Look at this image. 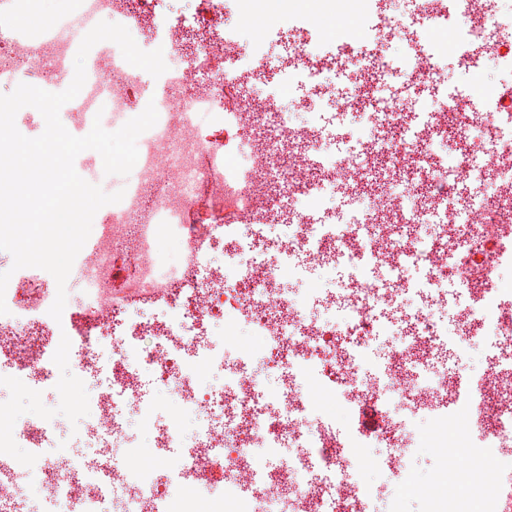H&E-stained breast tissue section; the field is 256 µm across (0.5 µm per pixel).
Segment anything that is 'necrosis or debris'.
I'll return each mask as SVG.
<instances>
[{"label":"necrosis or debris","instance_id":"necrosis-or-debris-1","mask_svg":"<svg viewBox=\"0 0 512 512\" xmlns=\"http://www.w3.org/2000/svg\"><path fill=\"white\" fill-rule=\"evenodd\" d=\"M165 0H63V10L54 26L33 35L15 30L10 40H0V87L15 89L26 83L36 87L52 84L64 91L74 77V61L85 35L72 30L61 37L71 14L94 22L124 25L142 49H162L165 59L179 58L160 77L127 63L119 47L98 45L85 62L86 81L80 93L60 110V119L73 135H87L94 122L114 130V115H137L146 100H153L158 120L146 131L153 143L150 154L139 155L137 181L123 199L96 213L89 246L77 255L66 283L67 293H79L80 304H66L61 320L49 309L56 294L54 278L43 279L38 292H31V276L14 273L5 292L7 314L0 315V386L12 384L59 385L60 361L55 338L71 340L67 363L73 381L95 375L101 380L88 397L74 396L67 404L80 420L79 433L88 450L70 468L50 471L28 463L24 478L50 504L51 512H107L113 495L123 497L124 512H200L201 502L221 492L228 503L245 499L248 512H271L277 502L290 504L291 512H364L368 490L348 476L336 480L334 490L314 481L301 480L312 470L313 457L331 462L340 445L331 428L309 429V400L299 399L297 388L306 378L319 375L320 362L333 367L330 382L339 386L344 406L366 401L382 405L396 398L417 403L442 401L443 412L465 407L472 427L480 434L477 446L463 455L459 470L469 474L473 487L491 481L492 469L512 470V459L499 457L500 443L512 437V371L490 368L475 385L465 387L449 379L425 384L406 373L407 366L424 364L437 349L443 330L434 311L448 305L447 289L438 287L431 300L410 314L412 336L394 347L385 373V386L362 382L360 350L369 340L377 307L392 308L397 295L409 291L411 268L432 267L436 277L454 273L471 293V304L458 323V335L469 340L483 327L495 335L512 334V306L501 299L500 274L512 268V133L503 132L504 113L488 112L463 129L464 138L476 148L469 158L452 162L432 150L448 133V116L468 109L465 98L451 96L442 110L429 113L426 121L410 128L407 138L391 141L377 137L359 139L351 154L341 159L321 156L320 135L315 124H296L284 112L282 101L288 85L248 100L237 125L246 128L255 115L264 114L276 127L278 140L252 147L249 155L232 157L222 141L204 137L196 122L199 113L224 121V84L243 79L262 80L259 68L265 41L252 38L250 53H243L237 34L224 33L187 17L164 19ZM351 24L345 31L342 55L313 43L314 18L285 17L296 38L297 63L289 73L317 85L337 63L360 65V30L370 29L380 42L393 41L397 32L390 22L369 26L373 0H352ZM468 21L450 30L451 40L461 45L482 41L487 24L512 25V15L503 12L499 0H467ZM437 40L428 37L426 48L409 50L402 62L382 56L371 61L384 74L397 65L410 69L418 80L444 83L446 75L436 64ZM220 63V77L203 78L212 61ZM491 140V152L479 149ZM387 154L391 165L419 168L433 180L454 181L469 175L474 167H495L501 176L491 198L497 201L496 220L475 222L449 208L444 195L420 196L410 184L375 201L382 218L366 234L349 226L311 223L305 207L299 208L286 231L271 239L282 258L267 260L265 251L253 242L262 230L276 225L273 211L262 208L264 187L272 173L290 176L306 203L324 199L316 189V173L330 174L343 191L356 190L363 176L362 160ZM217 212L248 217L262 213L263 221L250 225L251 240H244L238 224L216 222L198 225L194 214L202 203ZM440 220L431 238H402L400 224H418L431 215ZM169 235L177 248L176 259H167L162 235ZM224 247L225 260L203 266L191 263L190 254H210ZM123 250L138 271L127 300L101 307L99 299L112 287L113 254ZM309 263L324 265L327 255L344 258L352 271L350 288L343 298L321 291L323 302H343L338 324L339 339L326 343L327 325L306 319L300 304L288 301L278 283L293 275L289 263L295 252ZM371 261L383 269L389 287H371L361 268ZM161 307L146 320L133 318L137 302ZM240 312L252 339L228 343L213 341V324L225 309ZM267 359L276 374L271 407L258 402L257 382L249 369L254 357ZM223 370L224 381L214 387L204 384L200 367ZM153 375L166 390H177V409L166 424L150 427L154 454L132 450L122 465L112 462V440L124 433L118 410L122 403H140L145 375ZM220 411L224 424L202 426L189 443H182L186 416ZM52 423L32 416L0 425V459L15 460L16 448L43 447ZM277 450L289 445L294 456L274 470L263 472L253 453L255 441ZM182 448L177 464L166 463L164 449ZM192 482V493L172 499L173 485Z\"/></svg>","mask_w":512,"mask_h":512}]
</instances>
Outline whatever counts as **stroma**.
Segmentation results:
<instances>
[{
	"label": "stroma",
	"instance_id": "1",
	"mask_svg": "<svg viewBox=\"0 0 512 512\" xmlns=\"http://www.w3.org/2000/svg\"><path fill=\"white\" fill-rule=\"evenodd\" d=\"M346 0H260L259 16L270 28V37L265 51V77L260 82L239 84L241 95L273 92L281 82L279 63L283 58L293 56L296 46L292 32L282 29L283 12H291L303 18L317 15L315 36L324 47L338 51L342 48L341 34L349 24ZM166 10L170 13L187 12L199 21L216 29L237 30L241 40H248L249 31L241 19L226 15H215L208 0H168ZM380 17L396 18L400 24L397 39L389 44H380L371 38H364L362 53L364 63L358 68H349L328 75L321 94H312L309 87L291 85L290 93L283 105L298 124L311 117H319L322 126L321 149L331 157L340 158L348 154L357 139L364 135H376L375 124L377 102L390 97L416 102L418 111L430 112L441 106L450 93L458 89L489 84L493 87L492 101H499L506 89H512V72L496 67L486 54L485 44L479 43L460 48L448 43L439 54L438 64L446 72L444 85H432L413 80L406 69H398L392 77H384L369 63L373 55H383L397 60L404 56L408 47L423 45L430 26L429 19L420 9V0H377L374 10ZM359 92L360 105L349 112H337V100L352 92ZM203 135L223 139L228 153H237L243 139L264 140L274 137L276 130L263 118L251 122L247 133H240L230 125L203 122ZM366 176L359 188L351 193H336L329 197V210L314 214L316 223L341 225L351 218H360L362 223L371 225L375 215L367 209L369 198L382 195L393 189L399 182L387 162L385 155L378 154L364 160ZM498 170L487 168L481 173L457 180L448 195V204L460 212H467L479 200L490 197L493 184L499 179ZM291 262L298 269L297 274L284 278L280 289L289 300L302 303L308 319L319 323H333L331 308L325 307L313 298L311 290L320 287L343 296L350 286V270L343 262L320 268L308 265L304 254H296ZM448 305L436 310L439 324L447 328V336L426 364L411 368L413 377L422 381L435 382L445 379L469 378L477 381L489 366L512 368V340L500 337L497 342L484 340H457L455 330L461 306L469 303L466 288L458 285L456 278H448ZM374 335L361 353L362 378L370 385H385L384 368L389 361L392 348L405 342L409 337L408 323L388 324L385 312H378ZM0 409L12 411L14 417L44 415L53 423V445L44 449L41 462L57 470L66 466L87 450L79 438V420L70 413L59 399L56 389L40 386L20 385L0 387ZM126 435L115 439L112 444L113 462L125 461L131 446L149 449L147 426L138 406L121 405ZM401 423L403 436L410 453L405 467L393 471L384 464L387 455L385 440L388 422ZM311 427L331 425L339 442L346 443L353 438H362L366 453L376 465L371 469H354V477L370 487L366 512H429V503L422 492L438 479L460 492H468L469 479L464 472H443L438 458L427 444V438L434 424V413L416 407L410 401H402L391 407L365 402L353 411H346L339 399H323L315 412L309 416Z\"/></svg>",
	"mask_w": 512,
	"mask_h": 512
}]
</instances>
